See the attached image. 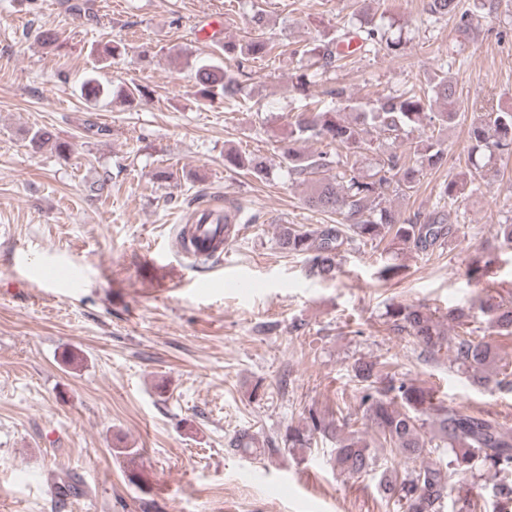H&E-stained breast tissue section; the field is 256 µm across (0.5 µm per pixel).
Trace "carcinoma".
<instances>
[{
    "instance_id": "1",
    "label": "carcinoma",
    "mask_w": 512,
    "mask_h": 512,
    "mask_svg": "<svg viewBox=\"0 0 512 512\" xmlns=\"http://www.w3.org/2000/svg\"><path fill=\"white\" fill-rule=\"evenodd\" d=\"M458 0H427V12L439 20L457 14ZM364 52L386 48L399 54L406 44L402 36L391 35L377 22L369 9L354 12L346 25L312 48L290 51L269 39L253 38L244 44L224 43V54L236 59V69L228 71L213 63L195 68L198 95L206 101L222 98L235 101L242 91L241 78L249 75L251 63L261 57L310 55L327 71L340 68L353 54L352 41ZM121 41H110L98 50L100 62L107 63L126 54ZM318 72L303 71L296 76L293 91L306 98L311 92L312 78ZM110 89L95 76L85 79L82 94L89 102H98ZM330 105L312 100L305 104L295 122L289 124L288 148L283 157L288 175L306 182V204L317 211L339 216L334 224H321L313 229L283 226L277 243L283 251L304 256L308 273L321 280H333L338 273L337 258L354 245L391 242L420 250L440 246L451 238L453 207L468 188L484 179L486 173L477 160H470L464 171L445 181L438 192L436 207L426 213L401 217L385 206L389 193L405 195L414 188L416 173L423 167H439L446 163V148L431 136L410 143L409 151L419 163L413 169L406 165L396 142L407 128H448L458 118L457 85L448 75L438 74L428 89L411 87L398 94L387 95L370 109L353 100L342 85L322 90ZM347 110L350 119L339 118L338 110ZM391 142L382 154L377 171L368 181L356 172L350 160L372 149L379 138ZM471 153L489 156H512V109L481 114L469 127ZM315 141L329 146L327 151L303 152L295 145ZM33 148L51 146L59 155L71 151V144L60 140L47 128L30 134ZM224 160L244 169L259 179L269 175L267 163L260 157L229 151ZM497 256L489 252L475 258L468 267V276L491 284ZM478 311L485 327L469 326L471 310L450 308L444 318H436L421 307L391 304L386 309L385 323L398 336H411L424 352L434 357L446 351L452 361L463 369L471 385L488 390L512 387V371L501 378L492 377L498 362L497 336L512 335V299L490 297L479 302ZM459 328L451 334L443 320ZM357 381L358 410L366 430L353 428L351 414L344 407L325 414L307 410L302 427H289L284 437L286 448H309L315 436L336 441L330 461L342 474L355 477L379 473L377 492L385 506L394 512H441L448 496V471L468 474L484 471L493 478L489 494L498 505V512H512V430L498 419L481 412H465L450 407L435 397V392L418 382L398 376L397 365L388 361L359 358L351 366ZM389 446L401 460L417 458L428 448L448 449L447 459L399 475L388 468L377 471V458L372 449ZM55 494L64 502L82 494L72 479L61 480Z\"/></svg>"
}]
</instances>
